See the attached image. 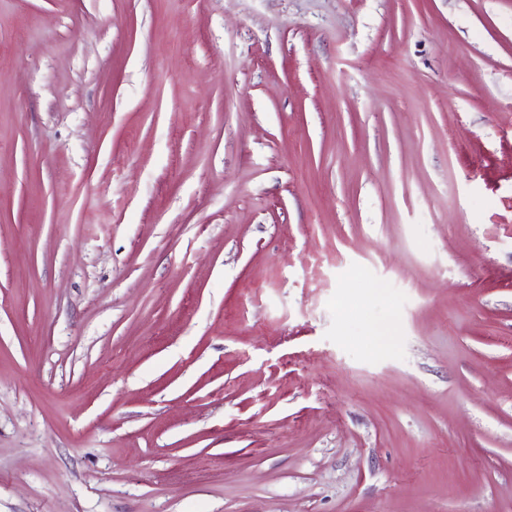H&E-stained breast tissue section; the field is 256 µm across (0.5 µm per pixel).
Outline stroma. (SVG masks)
I'll return each mask as SVG.
<instances>
[{"instance_id":"obj_1","label":"stroma","mask_w":512,"mask_h":512,"mask_svg":"<svg viewBox=\"0 0 512 512\" xmlns=\"http://www.w3.org/2000/svg\"><path fill=\"white\" fill-rule=\"evenodd\" d=\"M0 512H512V0H0Z\"/></svg>"}]
</instances>
